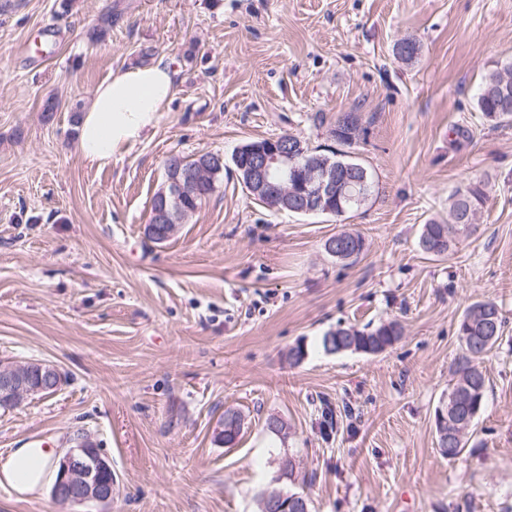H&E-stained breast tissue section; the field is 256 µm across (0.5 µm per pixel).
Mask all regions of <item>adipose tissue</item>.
<instances>
[{
	"mask_svg": "<svg viewBox=\"0 0 512 512\" xmlns=\"http://www.w3.org/2000/svg\"><path fill=\"white\" fill-rule=\"evenodd\" d=\"M174 73L164 60L120 68L96 88L79 127L78 150L90 162L105 165L133 146L153 127L169 104ZM58 448H16L0 463V483L17 493L42 491L53 476Z\"/></svg>",
	"mask_w": 512,
	"mask_h": 512,
	"instance_id": "obj_1",
	"label": "adipose tissue"
}]
</instances>
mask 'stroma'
Here are the masks:
<instances>
[{
	"label": "stroma",
	"mask_w": 512,
	"mask_h": 512,
	"mask_svg": "<svg viewBox=\"0 0 512 512\" xmlns=\"http://www.w3.org/2000/svg\"><path fill=\"white\" fill-rule=\"evenodd\" d=\"M0 0V361L49 362L56 393L0 411V459L84 433L112 462V501L80 512H258L270 490L312 512H506L512 507V123L477 108L512 62V0ZM55 19L59 37L42 23ZM104 28L103 41L87 38ZM415 40L418 56L395 44ZM167 61L155 127L99 166L79 125L112 70ZM56 98L59 108L45 115ZM359 118L350 145L333 132ZM291 134L353 157L375 191L341 217L276 213L231 158ZM224 155L215 192L165 242L148 240L170 154ZM484 181L476 228L424 254V224ZM359 234L356 262L326 241ZM495 301L504 334L462 458L441 454L465 307ZM399 322L369 355L324 353L337 326ZM308 353L294 361L291 350ZM338 410L323 437L318 409ZM351 408L352 417L342 415ZM244 416L234 447L216 439ZM283 419L286 436L265 428ZM290 454L301 478L279 468ZM242 420L239 412L233 409L225 410L224 417L219 421V431L216 435L217 440L227 446L236 443L243 431Z\"/></svg>",
	"instance_id": "35a3bbf8"
}]
</instances>
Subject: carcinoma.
I'll return each mask as SVG.
<instances>
[{"instance_id":"carcinoma-1","label":"carcinoma","mask_w":512,"mask_h":512,"mask_svg":"<svg viewBox=\"0 0 512 512\" xmlns=\"http://www.w3.org/2000/svg\"><path fill=\"white\" fill-rule=\"evenodd\" d=\"M506 95L512 96V62L494 69L486 76L478 93L477 107L487 118L509 123L512 121V110L503 108ZM356 131L357 121L347 117L338 124L334 136L339 142L349 143ZM373 192V181L368 174L365 186L341 198L340 204L345 211L350 212L365 205ZM486 196V184L482 181L473 182L465 189L456 191L450 205V213L456 215V221L450 224L431 222L423 225L419 238L421 250L437 257L452 251L457 234L473 226L471 217L477 214ZM339 238L345 246L339 259L361 255L364 242L360 235L343 232ZM504 327L505 319L500 307L490 300L469 304L459 321L460 354L454 363V383L448 392V400L439 406V409L448 411V423L436 422L438 442H447V446L440 448V451L450 459L462 456L466 447L464 436L473 428L483 408L486 392L483 363L503 336ZM401 336L402 328L396 322L382 324L368 332L353 326H339L322 337L321 345L328 354H377L392 346ZM241 421L239 412L225 410L224 417L219 421L217 440L227 446L236 443L243 431Z\"/></svg>"}]
</instances>
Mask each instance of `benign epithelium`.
Instances as JSON below:
<instances>
[{
  "label": "benign epithelium",
  "mask_w": 512,
  "mask_h": 512,
  "mask_svg": "<svg viewBox=\"0 0 512 512\" xmlns=\"http://www.w3.org/2000/svg\"><path fill=\"white\" fill-rule=\"evenodd\" d=\"M303 142L288 135L266 138L239 146L232 156L239 178L248 193L276 212L336 215L339 171L321 157L309 158ZM223 157L198 160L190 170L173 159L166 163L167 178L157 193L151 223L166 224L168 231L188 218L189 212L174 206L177 198H189L221 166ZM31 363L0 362V405L14 406L42 392H56L64 377L56 365L40 362L39 382L30 380ZM52 497L64 506L112 502V463L85 440H76L60 458ZM272 512H297L301 503L278 491L266 494Z\"/></svg>",
  "instance_id": "obj_1"
}]
</instances>
